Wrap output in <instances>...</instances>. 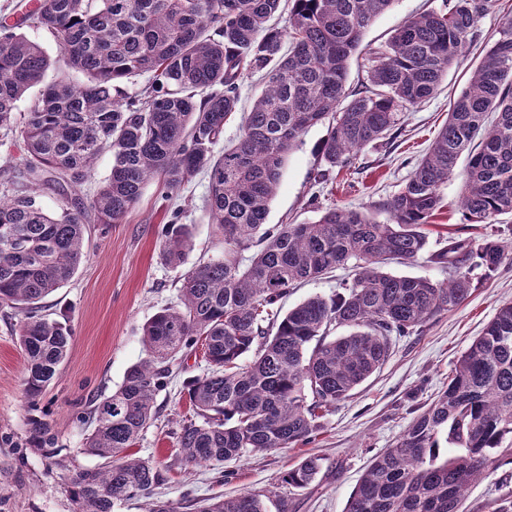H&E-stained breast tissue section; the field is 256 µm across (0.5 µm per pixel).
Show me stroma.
I'll use <instances>...</instances> for the list:
<instances>
[{"mask_svg": "<svg viewBox=\"0 0 512 512\" xmlns=\"http://www.w3.org/2000/svg\"><path fill=\"white\" fill-rule=\"evenodd\" d=\"M442 4L443 0H394L367 27L364 48L385 47L408 18ZM508 12L512 13V0H499L497 9L480 19L478 41L452 65L435 96L403 110L395 138L366 147L352 166L332 172L321 185L315 184L313 171L327 128L307 129L285 164L268 223L309 224L319 218L321 208L333 206L369 212L386 221L383 202L401 190L428 152L448 118L451 100L467 87ZM467 163V157H460L442 190L443 207L433 219L427 254L409 264H390L389 272L447 281V268L430 255L464 223ZM208 193L209 176L203 171L170 196L155 179L145 184L138 204L122 223L89 225L82 263L70 281L44 301L47 313L71 328L72 342L37 405H30L23 394L25 354L15 335L19 315L0 308V512H74L71 471L99 463L98 457L84 451L91 427L79 420V412L93 398L115 391L127 370L144 358L142 327L161 308L177 305L184 274L224 255V238L205 207ZM172 220L192 230L191 247L177 265L161 253ZM507 301H512V258L491 275L474 271L471 294L459 308L431 320L422 333L394 338L381 370L322 418L323 428L314 441L227 461L219 470L209 464L185 467L176 462V433L191 416L183 387L206 369L202 350L180 355L156 397L157 418L133 447L136 456L169 469L155 498L178 508L188 498L200 501L249 491L277 495L287 503L285 512H343L369 462L394 446L413 418L447 385L458 357ZM35 417L50 423L54 455L35 449ZM310 454L323 460L322 471L310 486L296 490L279 484L282 472ZM61 459L66 467H58ZM508 496L512 497V465H503L470 487L463 510L490 512L495 500Z\"/></svg>", "mask_w": 512, "mask_h": 512, "instance_id": "1", "label": "stroma"}]
</instances>
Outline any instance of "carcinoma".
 <instances>
[{"label": "carcinoma", "mask_w": 512, "mask_h": 512, "mask_svg": "<svg viewBox=\"0 0 512 512\" xmlns=\"http://www.w3.org/2000/svg\"><path fill=\"white\" fill-rule=\"evenodd\" d=\"M282 0H38L23 19L48 31L58 53L0 23V129L17 103L30 101L13 164L25 191L0 184V307L20 314L23 391L32 405L66 359L72 334L42 313V301L74 275L84 258L87 220L119 224L154 177L178 191L209 174L212 223L224 258L189 269L181 306L163 308L143 326L146 357L111 395L90 405L94 427L84 444L102 463L70 477L75 512H114L165 481L157 464L130 449L157 414L155 398L178 354L200 345L206 372L185 385L191 419L176 437L185 466L222 464L251 453L309 442L320 419L387 361L392 338L422 331L468 298L470 272L491 273L508 252L493 233L448 237L432 259L448 283L398 276L389 263H411L427 249L426 226L442 207V188L476 137L462 208L467 224L512 214V15L469 87L405 186L382 204L380 222L362 211L329 207L311 224L266 222L288 156L306 129L327 125L323 168L315 182L389 137L401 112L434 96L448 69L478 36L479 20L498 0H450L406 21L382 52L364 57L369 84L347 92L350 59L362 53L365 28L394 0H290L287 24L269 21ZM288 53H282L283 45ZM55 78L44 82L49 70ZM262 73L264 89L238 115L239 79ZM84 80L75 84L70 73ZM148 74L142 91L125 90ZM240 116L237 142L217 155L224 126ZM112 155L95 196L70 188ZM63 200L47 212L40 191ZM191 228L168 224L170 263L183 259ZM249 252L248 264L243 254ZM352 266L343 291L314 296L279 315L277 304L301 281ZM348 332L330 336L331 330ZM33 440L53 444L49 423L32 420ZM512 464V302L502 304L456 361L447 387L367 466L344 512H462L468 489ZM322 469L307 456L280 481L303 489ZM195 512H269L244 491L196 505Z\"/></svg>", "instance_id": "1"}]
</instances>
